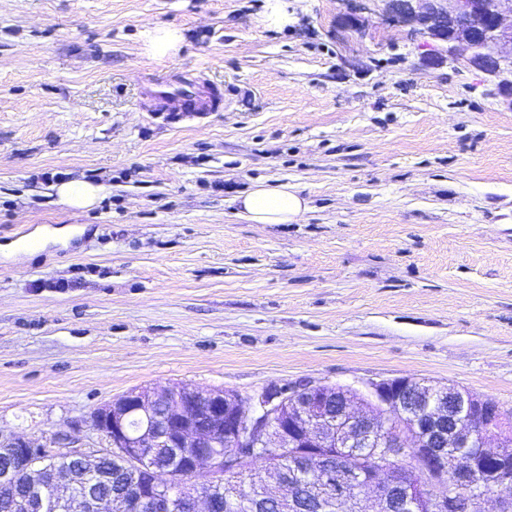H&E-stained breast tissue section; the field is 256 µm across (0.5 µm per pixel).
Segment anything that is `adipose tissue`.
Wrapping results in <instances>:
<instances>
[{
  "mask_svg": "<svg viewBox=\"0 0 512 512\" xmlns=\"http://www.w3.org/2000/svg\"><path fill=\"white\" fill-rule=\"evenodd\" d=\"M245 218L254 224H292L308 209L307 200L291 185L257 184L240 200Z\"/></svg>",
  "mask_w": 512,
  "mask_h": 512,
  "instance_id": "adipose-tissue-1",
  "label": "adipose tissue"
}]
</instances>
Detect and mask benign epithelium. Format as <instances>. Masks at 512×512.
Segmentation results:
<instances>
[{
  "instance_id": "benign-epithelium-1",
  "label": "benign epithelium",
  "mask_w": 512,
  "mask_h": 512,
  "mask_svg": "<svg viewBox=\"0 0 512 512\" xmlns=\"http://www.w3.org/2000/svg\"><path fill=\"white\" fill-rule=\"evenodd\" d=\"M399 18L418 26L430 38L447 45L455 57L458 45L470 52L466 62L512 105V0H396ZM222 390L182 385L128 392L98 408L91 426L107 442L104 449L86 448L76 438L55 436L54 452L21 436L0 439L14 449L27 470L28 493L15 498L14 512H172L174 502L159 492L168 476V462L156 449L168 448L173 462H182L185 481L179 497L186 512H217L215 499L193 489L194 477L224 474L243 461L266 457L273 446L303 456L312 475L308 487L336 479V499L344 500L357 484L362 493L348 501L350 512H397L416 507L414 482L396 472L385 479L364 464L361 448L384 456L396 449L414 453L413 464L429 489L425 512H512V414L495 401L456 386L441 387L410 378L384 379L366 392L352 388L298 383L266 390L250 401ZM141 419L131 431L130 420ZM453 452L443 456L442 449ZM230 448L232 452L224 453ZM336 449V470L325 465L326 449ZM478 449L472 454L470 449ZM55 455L65 461L53 478L43 475V463ZM118 455L153 472L152 483L131 498H114L93 480L101 462ZM498 466L493 493L477 485L479 459ZM453 488H448L447 474ZM297 483L276 471L259 475L256 498L292 505ZM492 503L490 511L485 504Z\"/></svg>"
}]
</instances>
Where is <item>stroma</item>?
Here are the masks:
<instances>
[{"instance_id":"obj_1","label":"stroma","mask_w":512,"mask_h":512,"mask_svg":"<svg viewBox=\"0 0 512 512\" xmlns=\"http://www.w3.org/2000/svg\"><path fill=\"white\" fill-rule=\"evenodd\" d=\"M445 52L388 0H0V245L84 229L0 254V434L101 448L93 411L154 386L412 377L512 412V108ZM177 71L223 106L156 111ZM259 182L303 220L240 216ZM183 42L180 29L158 27L149 35L148 51L154 57H164L177 51ZM99 190L98 186L84 180H70L56 187L60 200L77 208L92 205L98 198Z\"/></svg>"}]
</instances>
